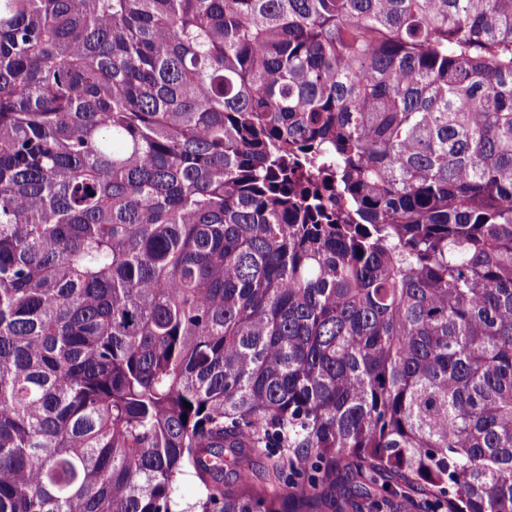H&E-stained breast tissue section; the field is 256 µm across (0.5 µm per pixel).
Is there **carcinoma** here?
Masks as SVG:
<instances>
[{
	"label": "carcinoma",
	"mask_w": 512,
	"mask_h": 512,
	"mask_svg": "<svg viewBox=\"0 0 512 512\" xmlns=\"http://www.w3.org/2000/svg\"><path fill=\"white\" fill-rule=\"evenodd\" d=\"M412 493L512 512V0H0V512Z\"/></svg>",
	"instance_id": "cac0c4a2"
}]
</instances>
